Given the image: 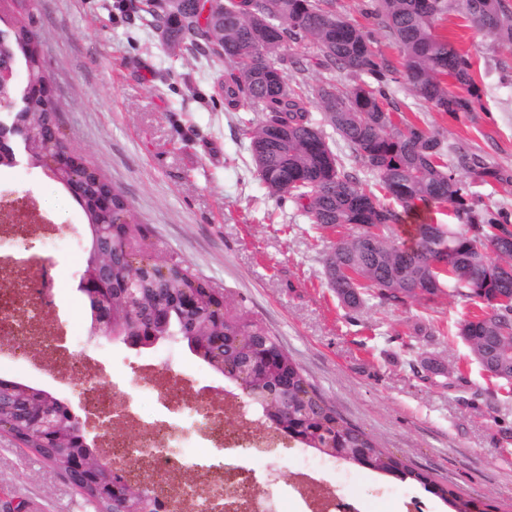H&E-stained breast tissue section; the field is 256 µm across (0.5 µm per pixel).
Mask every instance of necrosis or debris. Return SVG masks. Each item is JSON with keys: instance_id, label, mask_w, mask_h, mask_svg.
<instances>
[{"instance_id": "4bbe7bcc", "label": "necrosis or debris", "mask_w": 512, "mask_h": 512, "mask_svg": "<svg viewBox=\"0 0 512 512\" xmlns=\"http://www.w3.org/2000/svg\"><path fill=\"white\" fill-rule=\"evenodd\" d=\"M54 242L72 251L78 238L48 218L0 224V340L15 346L0 353V368L21 369L33 348L59 358L62 377L81 389L82 410L94 422L99 445L111 449L124 480L149 486L153 512H182L181 503L190 498L197 501L196 512H227L242 486L269 498L273 512H294L274 470L287 458L288 442L271 430L249 435L228 427V414L239 407L234 392L211 402L189 401L158 377L101 376L79 348L86 340L83 328L68 320L58 326L44 322L41 313L59 279L45 249ZM146 396L153 400L148 411L142 407ZM123 420L139 425L136 437L112 436L114 424Z\"/></svg>"}]
</instances>
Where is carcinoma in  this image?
Wrapping results in <instances>:
<instances>
[{
    "label": "carcinoma",
    "instance_id": "obj_1",
    "mask_svg": "<svg viewBox=\"0 0 512 512\" xmlns=\"http://www.w3.org/2000/svg\"><path fill=\"white\" fill-rule=\"evenodd\" d=\"M5 8L25 37L21 50L29 69L39 71L42 62L31 47L39 42L34 3L10 0ZM143 11L178 24L183 35L209 42L214 56L233 64L224 79V102L254 113L243 124L256 172L269 194L290 198L316 229L348 231L329 246L324 259L325 278L336 282V297L346 310L355 312L371 300L381 307L432 301L448 286L478 308L459 323L458 336L479 366L486 369L499 358L512 361V308L495 303L512 297V275L500 272L512 266V212L484 202L458 176L465 170L483 184H507L512 170L448 143L440 132L408 120L390 101L391 85L402 80L438 112L455 117L474 111L480 88L472 64L436 33V26L458 12L479 31L511 45L512 8L505 0H365L362 14L375 19L394 42L396 63L377 49L373 30L336 10V0H217L203 25L183 0H145ZM264 13L274 16V25L258 37L252 19ZM305 40L317 49L310 66L344 70L357 82L345 90L327 82L312 91L288 84V67L299 64L288 53L290 44ZM313 99L318 113L308 108ZM33 121L40 139L52 141L53 116L35 106ZM334 135L393 205L382 203L347 170L345 156L330 144ZM52 147L71 154L69 178L86 183V190L73 195L86 221L83 269L98 256L107 261L112 308L125 335L160 332L184 344L245 397L261 426L276 429L296 445L331 458L333 451H341L344 463L419 483L453 512H481L475 501L433 482L341 417L263 323L233 311L188 265L170 261L163 273L145 251L129 249L126 240L139 235L141 224L122 192L103 175L88 172L89 161L68 141H53ZM103 192L112 196L115 224L103 223L98 204ZM420 203L451 205L467 229L418 224L410 244H394L386 231ZM439 262L448 263V275L433 276L432 265ZM423 368L444 378V388L460 390L468 384L461 371L450 379L431 360L423 361ZM15 384L0 378L5 428L66 475L95 512H123L124 502L99 498L71 469L74 453L83 448L84 430L68 425L64 437L46 443L37 425L41 408L21 396Z\"/></svg>",
    "mask_w": 512,
    "mask_h": 512
}]
</instances>
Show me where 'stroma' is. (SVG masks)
Here are the masks:
<instances>
[{"label": "stroma", "mask_w": 512, "mask_h": 512, "mask_svg": "<svg viewBox=\"0 0 512 512\" xmlns=\"http://www.w3.org/2000/svg\"><path fill=\"white\" fill-rule=\"evenodd\" d=\"M141 0H37L35 29L62 104L60 122L92 166L120 188L146 229L145 247L180 260L223 293L231 307L263 322L322 395L389 451L488 512H512V398L490 380L457 335L471 311L462 297L350 314L324 276L335 233L312 228L291 201L259 181L240 123L224 105L230 63L191 49L186 36L155 24ZM472 63L482 90L474 111L452 117L418 100L405 83L391 99L405 116L461 150L512 169V45L478 32L464 15L440 21ZM0 187L32 196L64 228L83 226L77 203L37 168L0 169ZM60 288L45 321L60 310L88 322L77 290L82 252L57 253ZM438 328L435 336L415 326ZM458 366L479 395L474 403L422 380L420 363ZM318 455L278 462L291 483L322 477L362 501L367 512H449L412 480L400 481ZM94 512L68 479L0 433V512Z\"/></svg>", "instance_id": "obj_1"}]
</instances>
